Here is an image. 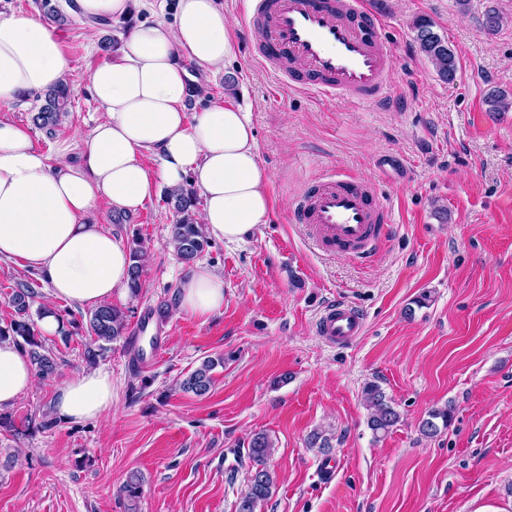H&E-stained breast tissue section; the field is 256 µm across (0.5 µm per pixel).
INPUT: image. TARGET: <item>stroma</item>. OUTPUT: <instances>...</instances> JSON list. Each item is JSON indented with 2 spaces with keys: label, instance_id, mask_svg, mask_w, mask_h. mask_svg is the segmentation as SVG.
<instances>
[{
  "label": "stroma",
  "instance_id": "stroma-1",
  "mask_svg": "<svg viewBox=\"0 0 512 512\" xmlns=\"http://www.w3.org/2000/svg\"><path fill=\"white\" fill-rule=\"evenodd\" d=\"M394 53L393 103L320 99L279 84L240 42L235 61L203 77L190 111L231 101L248 112L272 212L238 243L211 241L202 260L224 279V306L206 317L178 308L190 268L167 239L175 213L165 190L129 214L100 199L94 216L147 250L138 296L120 300L130 326L151 316L162 347L138 356L134 339L114 342L97 366L112 376V408L84 422L59 419L52 399L86 370L84 331L45 342L59 364L6 406L15 428L0 431V512H127L118 489L144 477L138 512H235L262 432L274 451L270 497L256 512H512V112L487 111L490 90L512 94V0H382ZM496 10L499 31L483 27ZM427 18L454 51L443 80L415 39ZM128 25L105 28L70 16L54 31L69 57L73 95L55 133L32 120L35 98L0 106L49 156L75 131L104 117L91 74L121 51ZM400 162L379 170L381 155ZM376 181L395 221L390 242L360 263L319 251L290 221L295 200L328 167ZM47 282L20 262L0 261V325L13 291ZM342 299L366 317L361 336L332 345L318 336L322 306ZM217 359L199 397L180 381ZM380 385L400 414L385 437L367 424L362 389ZM451 408L446 429L420 430ZM325 448L309 447L313 434ZM335 465L334 473L321 469Z\"/></svg>",
  "mask_w": 512,
  "mask_h": 512
}]
</instances>
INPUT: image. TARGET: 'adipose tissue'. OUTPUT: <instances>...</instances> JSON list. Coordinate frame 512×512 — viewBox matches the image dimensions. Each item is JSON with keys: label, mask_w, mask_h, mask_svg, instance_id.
Listing matches in <instances>:
<instances>
[{"label": "adipose tissue", "mask_w": 512, "mask_h": 512, "mask_svg": "<svg viewBox=\"0 0 512 512\" xmlns=\"http://www.w3.org/2000/svg\"><path fill=\"white\" fill-rule=\"evenodd\" d=\"M152 0H74L89 20H129L153 10ZM238 53V29L218 0H177L173 20L133 24L119 57L91 75L105 118L72 136L57 158L37 150L28 131L0 121V259L42 274L50 296L96 306L124 296L129 245L92 216L98 199L129 213L160 185L192 183L204 205L201 221L211 238L242 240L268 223L269 175L261 165L246 112L214 104L191 112L193 76L225 68ZM69 67L53 31L27 14L0 15V105H11L56 85ZM156 154L158 171L140 158ZM224 305V279L197 264L180 285L179 307L207 316ZM35 371L12 342H0V406L13 404L34 383ZM59 418L98 419L112 406V378L85 370L57 391Z\"/></svg>", "instance_id": "obj_1"}]
</instances>
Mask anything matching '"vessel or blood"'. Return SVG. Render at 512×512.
I'll return each mask as SVG.
<instances>
[{
	"label": "vessel or blood",
	"instance_id": "vessel-or-blood-1",
	"mask_svg": "<svg viewBox=\"0 0 512 512\" xmlns=\"http://www.w3.org/2000/svg\"><path fill=\"white\" fill-rule=\"evenodd\" d=\"M247 31L263 64L295 89L326 98L388 103L394 89L392 50L375 0H248ZM324 252L368 260L394 231L392 212L376 184L331 169L313 179L291 214ZM362 311L336 301L317 329L330 343L361 336Z\"/></svg>",
	"mask_w": 512,
	"mask_h": 512
}]
</instances>
